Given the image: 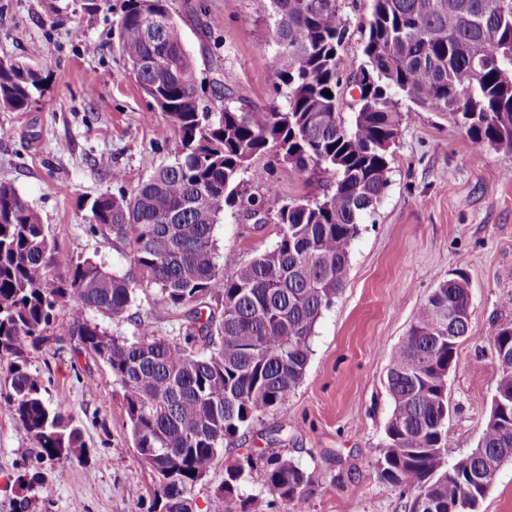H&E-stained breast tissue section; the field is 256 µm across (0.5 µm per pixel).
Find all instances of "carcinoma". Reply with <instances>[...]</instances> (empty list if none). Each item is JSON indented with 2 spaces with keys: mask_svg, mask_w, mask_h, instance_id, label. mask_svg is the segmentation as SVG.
<instances>
[{
  "mask_svg": "<svg viewBox=\"0 0 512 512\" xmlns=\"http://www.w3.org/2000/svg\"><path fill=\"white\" fill-rule=\"evenodd\" d=\"M169 0H125L119 51L131 76L175 138L172 159L127 192L88 201L89 230L129 248V269L75 260L52 245L39 215L0 181V404L50 460L83 451L74 419L47 402L30 352L50 331L77 334L79 351L100 359L123 391L141 463L155 475L160 512H194L192 492L224 442L288 401L302 382L314 327L342 290L353 242L388 186L389 157L405 116L397 98L436 112L478 152L512 158V0H371L362 26L363 61L349 65V20L338 0H256L271 21L268 68L286 99L247 105L210 78L212 103L199 95ZM471 70L479 79L463 82ZM368 81L356 85L358 73ZM350 120L342 116L346 95ZM329 91L328 98L324 92ZM42 92L39 73L0 59V109L25 112ZM271 156L296 174L324 175L320 196L277 212L274 247L230 275L218 263L214 227L243 201L242 174L261 183L253 160ZM155 288V311L183 313V336H111L92 318L72 329L58 315L82 309L123 318L137 290ZM468 281L438 284L419 306L390 356L386 388L393 412L380 444L383 481L413 493L411 512H465L484 499L469 477L512 460V322L490 339L498 376L477 449L450 464L448 359L467 335ZM454 318L448 319V313ZM264 486L285 503L299 500L311 473L271 455ZM243 467H225L211 512H256Z\"/></svg>",
  "mask_w": 512,
  "mask_h": 512,
  "instance_id": "obj_1",
  "label": "carcinoma"
}]
</instances>
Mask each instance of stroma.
I'll list each match as a JSON object with an SVG mask.
<instances>
[{"label":"stroma","instance_id":"35a3bbf8","mask_svg":"<svg viewBox=\"0 0 512 512\" xmlns=\"http://www.w3.org/2000/svg\"><path fill=\"white\" fill-rule=\"evenodd\" d=\"M204 2L206 12L190 7ZM125 0H0V58L29 65L44 87L30 111L0 110V180L11 182L38 213L49 237L74 258L118 273L122 245L89 230L86 198L131 189L168 162L173 140L158 135L160 112L129 76L119 53L117 21ZM187 50L204 76L256 104L274 97L267 66L268 24L255 0H170ZM211 28L218 54L205 53L198 25ZM41 52H34V45ZM96 52H88V45ZM406 112L393 147L389 184L366 215L350 254L346 284L323 311L310 341L305 377L288 401L229 444L193 491L195 512H208L224 467L252 461L247 492H261L260 512H409L411 495L380 477L379 444L393 404L386 388L390 354L417 308L438 283L461 274L471 291L469 332L448 375V462L475 448L491 408L496 362L489 340L512 321V160L475 151L440 115L402 100ZM124 174L115 182L113 170ZM323 177L274 167L268 186L248 183L269 219L255 226L245 210H226L214 230L218 262L233 273L279 239L275 215L290 199L321 194ZM155 291L139 290L133 315L99 323L114 336L138 335L140 323L175 339L185 323L174 312L154 319ZM30 364L53 405L76 419L83 454L38 459L0 406V512H157L153 474L133 445L122 390L108 367L79 351L73 336L47 334ZM282 454L313 474L288 505L263 492V459ZM41 471L49 492L29 489Z\"/></svg>","mask_w":512,"mask_h":512}]
</instances>
